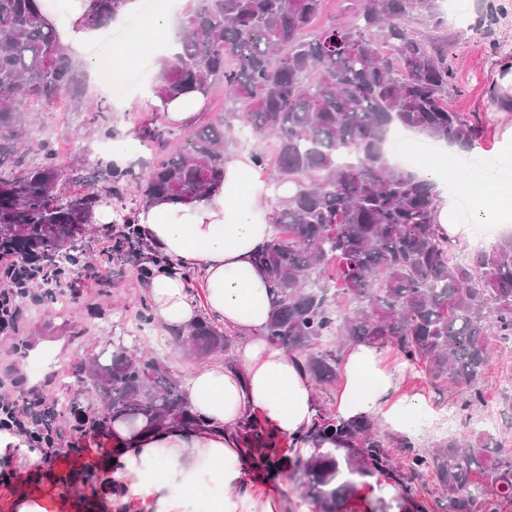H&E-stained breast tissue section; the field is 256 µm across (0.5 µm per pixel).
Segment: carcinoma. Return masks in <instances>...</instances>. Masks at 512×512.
I'll list each match as a JSON object with an SVG mask.
<instances>
[{
  "label": "carcinoma",
  "instance_id": "1",
  "mask_svg": "<svg viewBox=\"0 0 512 512\" xmlns=\"http://www.w3.org/2000/svg\"><path fill=\"white\" fill-rule=\"evenodd\" d=\"M32 2L0 0V249L74 268L88 251L70 227L91 223L102 196L123 199L130 174L104 161L63 170L34 128L35 102L51 107L65 95L89 112L103 107L84 100L71 56ZM123 2L97 0L89 23L105 27ZM343 2L349 21L319 26L324 0H197L152 90L167 100L220 88L229 109L202 113L184 143L181 131L143 118L137 136L154 149L155 163L137 195L146 204L199 198L224 178L236 121L272 137L271 147L251 153L276 186H291L273 209L276 233L254 255L271 295L267 339L296 356L320 387L336 383L345 343L389 345L452 387L464 411L482 403L490 337L512 341V236L471 263L455 261L456 241L434 223L435 184L385 162L397 127L460 146L477 138V126L448 108V56L413 28L414 15L437 13V0ZM28 138L38 141L37 164L26 163ZM121 221L110 260L132 263L142 279L170 266L143 241L132 212ZM327 336L338 339L332 349L321 348ZM178 337L199 359L232 343L206 316ZM75 386L100 402L80 411L99 435L116 419L147 430L196 424L182 380L121 338L80 362ZM237 437L253 469H285L282 440L263 422L245 418ZM308 438L343 447L341 456L317 448L294 464L319 512H342L375 476L399 487L398 512H431L419 490L424 480L435 507L448 512L512 506V449L492 434L448 436L428 448L405 438L397 459L371 420L345 422L320 408Z\"/></svg>",
  "mask_w": 512,
  "mask_h": 512
}]
</instances>
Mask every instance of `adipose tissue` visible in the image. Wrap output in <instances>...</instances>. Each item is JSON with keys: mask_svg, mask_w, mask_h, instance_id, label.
<instances>
[{"mask_svg": "<svg viewBox=\"0 0 512 512\" xmlns=\"http://www.w3.org/2000/svg\"><path fill=\"white\" fill-rule=\"evenodd\" d=\"M35 3L63 48L78 51L100 42V29L88 23L95 0ZM252 170L250 157L233 158L224 166L223 182L202 198L190 203L161 199L143 205L137 214L143 234L173 261L148 287L153 314L166 332L184 330L198 317L185 278L186 271L195 270L206 285L209 315L245 332L247 339L237 353L238 367L211 363L185 387L186 401L204 420V428L142 433L120 421L113 424V459L103 464L114 486L107 502L126 504L141 495L138 475L153 467L177 478L175 489L160 499L163 512H190L192 486L203 476L225 489L214 512H286L280 495L242 491L241 450L232 430L255 414L277 435L295 439L300 455L310 456L315 448L303 439L317 415L310 379L298 359L265 336L270 296L266 276L251 257L271 236L273 209L269 187L252 177ZM467 184L486 192L472 208L473 223H512L511 169L499 170L489 182L469 175ZM387 352L386 345L376 342L346 349L335 414L344 420L371 415L388 431L409 435L437 415L421 395L403 392L400 369L384 364ZM42 457L40 449L0 431V469L19 466L36 473Z\"/></svg>", "mask_w": 512, "mask_h": 512, "instance_id": "1", "label": "adipose tissue"}]
</instances>
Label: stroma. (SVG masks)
<instances>
[{
	"mask_svg": "<svg viewBox=\"0 0 512 512\" xmlns=\"http://www.w3.org/2000/svg\"><path fill=\"white\" fill-rule=\"evenodd\" d=\"M414 26L437 37L448 50L454 72L449 108L464 113L482 129L475 146L460 148L449 159L450 170L512 167V87L500 84L512 63V0H442L439 19L421 16ZM73 61L82 74L85 99L107 109L112 131L79 135V128L89 123L91 115L64 99L51 110L32 105L33 114L51 134L58 166L65 170L77 165L95 167L106 159L107 146L127 140L135 142L137 149L126 157L125 166L135 174L146 173L154 154L138 142L135 128L141 116L154 109L145 90L158 75L156 57H129L124 68L132 73L131 84L123 90L113 87L107 72L90 74L85 56H74ZM97 270L94 278L85 270L75 274L70 286L51 298L40 288H31L24 301L17 341L38 344L49 355L54 370L52 383L44 392L45 402L60 399L62 382L87 353L118 336L160 360L175 376L189 379L198 363L184 354L175 337L165 335L151 320L146 285L133 266L101 264ZM387 362L402 367L405 392L423 395L438 411L454 407L447 386H433L420 369L405 364L398 351H391ZM481 389L483 405L456 410L452 434L467 435L473 419L490 415L496 420L494 436L503 447L512 448V347L495 345ZM56 418L67 442L57 457L44 461L39 475L18 468L9 480L0 481V512H12V498L19 492L42 498L48 512H60L59 502L64 498L74 504L89 499V482L101 477V463L111 455L112 445L83 437L69 409L58 408Z\"/></svg>",
	"mask_w": 512,
	"mask_h": 512,
	"instance_id": "obj_1",
	"label": "stroma"
}]
</instances>
